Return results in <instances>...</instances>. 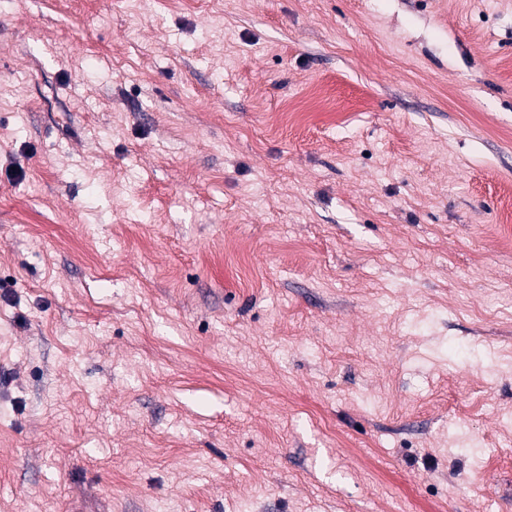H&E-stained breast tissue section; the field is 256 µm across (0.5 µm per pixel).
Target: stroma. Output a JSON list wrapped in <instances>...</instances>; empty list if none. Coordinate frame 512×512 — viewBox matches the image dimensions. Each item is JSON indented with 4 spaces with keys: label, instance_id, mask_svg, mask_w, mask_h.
I'll list each match as a JSON object with an SVG mask.
<instances>
[{
    "label": "stroma",
    "instance_id": "1",
    "mask_svg": "<svg viewBox=\"0 0 512 512\" xmlns=\"http://www.w3.org/2000/svg\"><path fill=\"white\" fill-rule=\"evenodd\" d=\"M512 0H0V512H512Z\"/></svg>",
    "mask_w": 512,
    "mask_h": 512
}]
</instances>
